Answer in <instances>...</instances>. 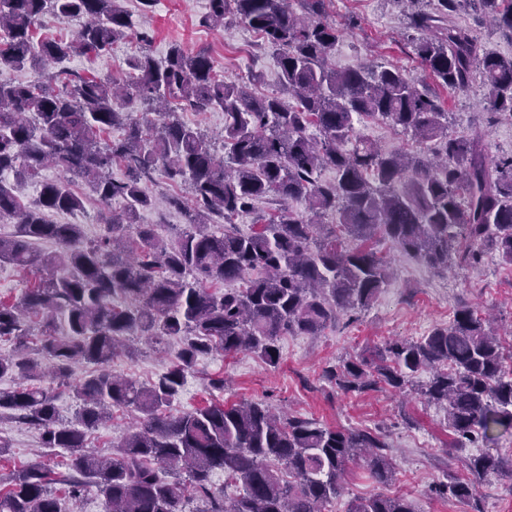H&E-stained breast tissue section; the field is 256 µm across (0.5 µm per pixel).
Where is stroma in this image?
<instances>
[{
  "label": "stroma",
  "mask_w": 512,
  "mask_h": 512,
  "mask_svg": "<svg viewBox=\"0 0 512 512\" xmlns=\"http://www.w3.org/2000/svg\"><path fill=\"white\" fill-rule=\"evenodd\" d=\"M206 6L207 0H158L155 10L139 20L140 26L153 36L151 45H143L131 36L120 41L111 55H77L68 66L122 80L128 73V57L147 47L160 59L169 43L177 41L192 52L208 50L217 71L226 79L244 77L252 69L261 71L264 80L256 87V94L278 91L276 60L258 53L256 34L232 15L225 17L223 29L200 27L198 19ZM328 19L340 32L329 58L333 67L392 64L409 71L419 84H431L428 71L400 38L406 17L397 0H328ZM439 95L450 111L449 133L466 134L478 125L485 129L493 155L512 154V120L487 115L480 83H473L465 91L443 89ZM75 190L84 198L83 211L52 212L49 220L80 224L88 239L101 236L104 227L99 222L96 195L83 183L76 184ZM147 190L154 196L156 208L143 214L142 223L156 225L163 239L176 240L185 219L179 211L169 208L167 199L174 193L188 196V189L171 186L157 173L148 182ZM377 248L389 260L391 275L368 308L351 317L340 316L321 335L281 337V363L274 369L246 352L202 358L195 374L187 379L177 409L210 402L230 405L262 399L287 415L378 435L386 443V454L394 464V481L379 485L365 463L356 462L341 494L324 504L322 512H347L352 500L378 493L404 494L415 512H512V486L500 478L481 481L477 498L470 503L432 493L436 482L450 475H465L464 463L471 454L470 449L453 446L442 408L426 402L410 389L400 392L387 387L362 395L346 394L322 376L326 366L368 353L383 340L417 338L434 325L448 323L456 307L463 304L492 316L509 354L507 365L512 368V267L500 264L494 255L488 254L479 267L452 264L439 273L422 260L405 254L392 241L380 240ZM138 349L133 358L115 356L110 364L112 373L149 381L169 365L178 344L173 339L156 347L142 342ZM216 375L224 378L223 391L208 387L209 379ZM0 435L11 443L8 460H0V477L39 452L57 470H64L65 453L58 449L42 450L37 432L27 425L2 419Z\"/></svg>",
  "instance_id": "stroma-1"
}]
</instances>
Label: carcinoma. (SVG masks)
Listing matches in <instances>:
<instances>
[{
    "label": "carcinoma",
    "mask_w": 512,
    "mask_h": 512,
    "mask_svg": "<svg viewBox=\"0 0 512 512\" xmlns=\"http://www.w3.org/2000/svg\"><path fill=\"white\" fill-rule=\"evenodd\" d=\"M124 0H0V70L31 69L26 83H0V218L15 233L0 237V262L34 269L41 278L14 302L0 299V378L21 380L0 390L5 415L39 432L41 446L69 454L67 470L43 460L0 480V512H61L54 487L79 502L97 487L106 512H321L339 493L351 464L365 461L379 484L395 471L386 445L364 431L277 416L264 401L209 403L176 410L198 359L214 352H248L270 367L280 363L278 339L318 336L336 318L370 306L389 279V264L372 245L382 235L439 271L451 260L476 266L485 253L512 266V155L491 158L478 131L448 133V110L406 71L394 66L336 71L328 66L339 32L326 19L327 0H208L202 26L224 25L235 5L240 19L262 36L277 58L288 99L256 97L217 73L206 51L172 43L161 60L149 53L127 59L129 79L52 70L75 55H107L133 30ZM432 12L411 13L406 41L443 88L468 89L480 79L492 114L512 116V56L481 52L473 30L453 15L471 11L493 20L512 39V0H435ZM46 13L83 20L72 39L37 40L33 27ZM136 96L155 117L126 111ZM224 112L221 147L177 110ZM381 119L431 146L436 159L384 152L358 137L354 122ZM115 128L119 138L102 134ZM223 154H218V151ZM125 170L112 177V166ZM62 173L43 177L44 169ZM336 170L323 181L320 171ZM161 170L187 184L191 202L169 204L187 228L173 244L155 225L140 222L153 206L145 182ZM33 180L35 206L21 204L7 176ZM88 184L110 211L105 234L84 240L79 224H55L53 211L79 212L69 184ZM302 199L305 213L287 207L266 213L259 200ZM122 203L119 212L112 202ZM328 214L335 224H324ZM252 217L248 234L233 221ZM356 242L353 248L345 241ZM52 242L44 252L38 244ZM242 282L219 289L216 283ZM38 318L37 351L29 357L28 324ZM66 335L57 336V321ZM180 338L176 358L148 383L112 374L108 365L128 342ZM499 338L484 316L461 306L446 325L417 339H401L325 369L345 393L383 386L403 390L432 371L418 393L445 409L460 448H478L496 431L512 430V375L503 369ZM96 366L70 382L73 365ZM67 385L78 402L66 420L53 386ZM114 408L139 413L115 456L86 447L87 431ZM469 477L433 487L441 498L474 500L488 476L512 483V461L483 451L466 461ZM237 488L228 499L213 476ZM348 512H414L403 496L376 494Z\"/></svg>",
    "instance_id": "obj_1"
}]
</instances>
